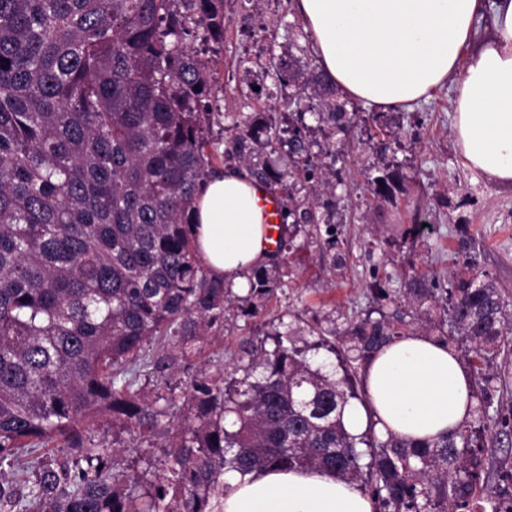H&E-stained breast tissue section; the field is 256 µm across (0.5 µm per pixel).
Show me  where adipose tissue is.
<instances>
[{"label":"adipose tissue","mask_w":512,"mask_h":512,"mask_svg":"<svg viewBox=\"0 0 512 512\" xmlns=\"http://www.w3.org/2000/svg\"><path fill=\"white\" fill-rule=\"evenodd\" d=\"M321 73L346 98L407 109L455 79L454 133L464 167L512 186V0H293ZM492 33L475 42V25ZM264 184L243 167L212 174L194 204L195 251L233 290L267 261ZM368 404L343 413L353 434L432 442L452 435L475 407L459 354L419 333L380 350L365 377ZM222 512H373L356 483L318 470L225 474Z\"/></svg>","instance_id":"ef3b65f1"}]
</instances>
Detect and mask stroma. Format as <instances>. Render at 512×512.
Returning <instances> with one entry per match:
<instances>
[{
	"label": "stroma",
	"instance_id": "35a3bbf8",
	"mask_svg": "<svg viewBox=\"0 0 512 512\" xmlns=\"http://www.w3.org/2000/svg\"><path fill=\"white\" fill-rule=\"evenodd\" d=\"M291 11V0H224L223 39H206L200 29L191 30L186 38L215 77L216 114L207 134L213 169L226 165L224 143L231 136L230 114L273 110L280 120H287L289 100L317 66L307 49V33L288 31L286 16ZM284 62L290 64L296 80L282 86L276 72ZM375 128L398 134L393 157L405 165L403 193L396 205L369 210L360 219L356 198L348 196L345 185H337L335 194L343 203L338 217L346 267L342 274H330L323 269L318 251H302L289 287L276 291L263 322L297 312L307 317L320 310H336L352 316L366 309L371 302L367 286L373 263L365 247L374 230L385 243V271L393 283L414 273L444 276L471 257L495 279L512 312V186L496 184L462 165L453 131L452 86L409 110L358 105L349 135L334 136L329 129L314 126L310 137L320 143L333 141L347 159L363 165L379 158L366 136L367 130ZM418 213L427 226L422 239L411 247L404 243L399 227L411 223ZM253 329V320L243 316L212 328L201 356L143 381L144 391L152 392L154 385L166 382L184 385L203 367L214 371L233 368L239 339ZM113 434L125 446L118 458V472L153 479L163 460L161 448L139 445L118 427Z\"/></svg>",
	"mask_w": 512,
	"mask_h": 512
}]
</instances>
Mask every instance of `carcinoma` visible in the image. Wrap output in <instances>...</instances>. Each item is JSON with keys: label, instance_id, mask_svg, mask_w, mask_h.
Wrapping results in <instances>:
<instances>
[{"label": "carcinoma", "instance_id": "cac0c4a2", "mask_svg": "<svg viewBox=\"0 0 512 512\" xmlns=\"http://www.w3.org/2000/svg\"><path fill=\"white\" fill-rule=\"evenodd\" d=\"M191 24L223 38V0H0V463L25 457L36 468L32 482L25 466L12 485L0 481V510L214 512L225 473L273 468L352 481L373 512H512V469L489 487L494 449L483 441L512 434V407L493 402L512 315L471 260L446 280L413 274L396 289L375 275L373 308L343 327L316 313L309 341L281 331V318L264 338L240 340L232 371L141 395L140 377L201 354L216 323L261 317L298 251L316 247L333 274L346 264L321 193L344 183L346 161L328 145L312 152L306 124L282 128L267 112L233 118L225 156L268 187H288V234L243 295L203 272L190 226L212 163L214 80L184 43ZM310 84L317 126L347 131L353 103L321 73ZM285 146L293 169L259 159ZM361 174L375 200L396 203L398 165ZM417 331L464 348L477 389L471 418L431 445L350 434L343 411L368 404L369 362ZM168 338L176 353L150 352ZM322 350L337 363L314 360ZM178 404L166 468L136 496L115 481L121 449L83 423H118L148 443L169 431ZM59 440L76 451L70 465L39 455Z\"/></svg>", "mask_w": 512, "mask_h": 512}]
</instances>
